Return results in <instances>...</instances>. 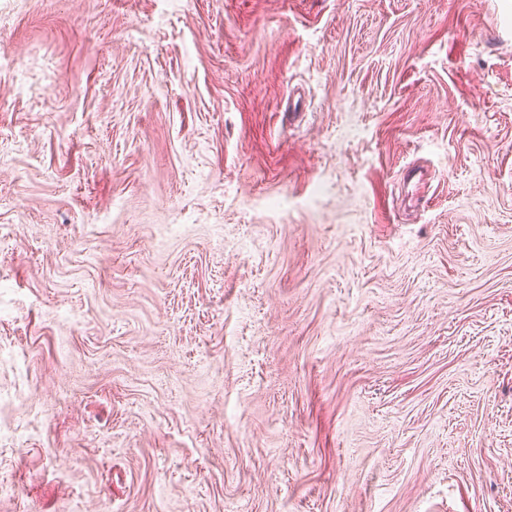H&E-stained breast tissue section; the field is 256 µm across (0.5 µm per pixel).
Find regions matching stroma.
I'll use <instances>...</instances> for the list:
<instances>
[{
	"label": "stroma",
	"mask_w": 512,
	"mask_h": 512,
	"mask_svg": "<svg viewBox=\"0 0 512 512\" xmlns=\"http://www.w3.org/2000/svg\"><path fill=\"white\" fill-rule=\"evenodd\" d=\"M1 483L512 512V0H0Z\"/></svg>",
	"instance_id": "35a3bbf8"
}]
</instances>
